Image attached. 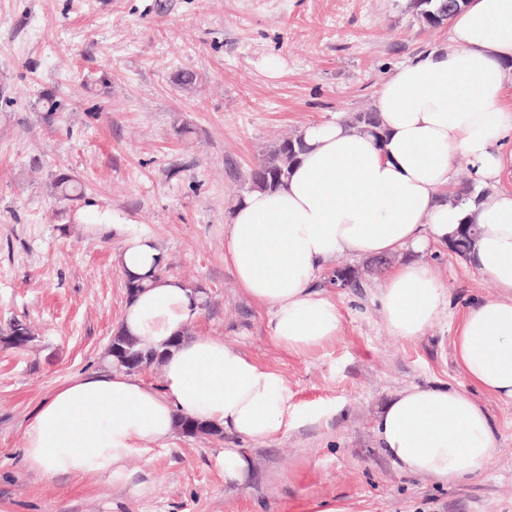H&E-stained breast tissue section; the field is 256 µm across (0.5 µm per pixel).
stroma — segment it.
Returning <instances> with one entry per match:
<instances>
[{
    "label": "stroma",
    "instance_id": "1",
    "mask_svg": "<svg viewBox=\"0 0 512 512\" xmlns=\"http://www.w3.org/2000/svg\"><path fill=\"white\" fill-rule=\"evenodd\" d=\"M409 0H0V512H512V403L474 392L453 336L491 279L450 247L407 249L429 262L449 302L423 336H390L375 300L385 271L341 254L355 288H325L341 330L295 354L271 339V311L224 260L233 207L278 140L371 109L396 67L444 38ZM194 76L193 85L181 82ZM60 104L46 112L45 96ZM82 196L60 201L56 175ZM107 214L151 233L166 271L205 300L188 328L239 347L287 383L303 419L263 440L174 435L139 446L121 476H48L23 461L40 402L105 352L128 303L115 261L124 239L93 228ZM451 385L486 409L498 452L484 473L441 484L402 472L374 424L415 385ZM250 458L248 481L224 480L225 449Z\"/></svg>",
    "mask_w": 512,
    "mask_h": 512
}]
</instances>
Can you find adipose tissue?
Here are the masks:
<instances>
[{
	"label": "adipose tissue",
	"instance_id": "obj_1",
	"mask_svg": "<svg viewBox=\"0 0 512 512\" xmlns=\"http://www.w3.org/2000/svg\"><path fill=\"white\" fill-rule=\"evenodd\" d=\"M447 38L385 81L373 105L377 125L357 132L349 118L301 131L304 151L275 189H257L234 208L224 259L251 298L272 311L271 334L295 353L340 332L334 303L314 282L339 254L383 257L430 243L451 244L463 222L479 233L466 259L490 276L500 299H472L453 339L455 358L479 391L512 401V0H462ZM471 167L479 202H441L455 188L454 165ZM146 286L121 324L139 349L164 353L163 390L122 371L67 382L43 400L25 430L27 466L51 476L117 475L142 443L170 439L186 417L244 439L268 438L299 418L284 379L240 348L188 336L200 298L163 274L156 239L129 232L116 258ZM446 288L427 262L386 276L377 300L389 334L421 336L439 316ZM377 438L409 474L453 482L480 475L498 451L484 407L446 385L396 393L375 421Z\"/></svg>",
	"mask_w": 512,
	"mask_h": 512
}]
</instances>
